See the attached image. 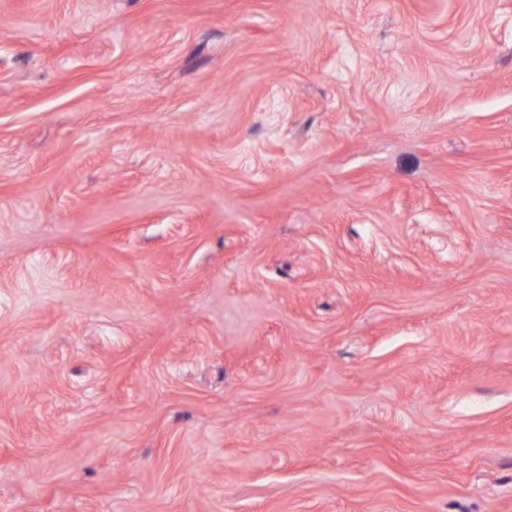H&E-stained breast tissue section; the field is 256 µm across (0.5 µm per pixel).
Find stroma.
I'll use <instances>...</instances> for the list:
<instances>
[{"instance_id":"35a3bbf8","label":"stroma","mask_w":512,"mask_h":512,"mask_svg":"<svg viewBox=\"0 0 512 512\" xmlns=\"http://www.w3.org/2000/svg\"><path fill=\"white\" fill-rule=\"evenodd\" d=\"M0 512H512V0H0Z\"/></svg>"}]
</instances>
